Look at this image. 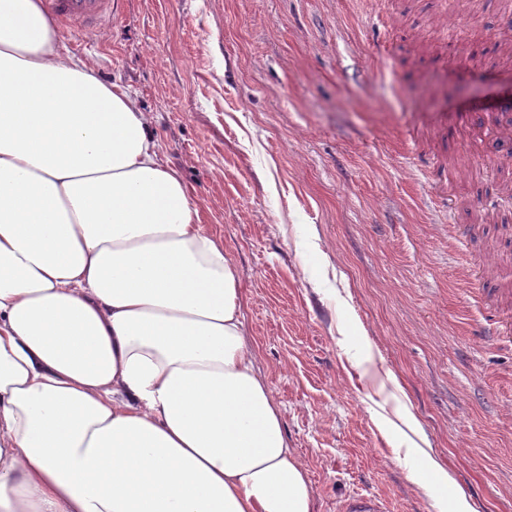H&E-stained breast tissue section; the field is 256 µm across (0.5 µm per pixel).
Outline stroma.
Masks as SVG:
<instances>
[{
  "instance_id": "1",
  "label": "stroma",
  "mask_w": 512,
  "mask_h": 512,
  "mask_svg": "<svg viewBox=\"0 0 512 512\" xmlns=\"http://www.w3.org/2000/svg\"><path fill=\"white\" fill-rule=\"evenodd\" d=\"M63 51L154 117L222 239L314 512H432L406 406L475 512H512V0H122ZM483 57L472 54V45ZM341 512H387L386 502L379 496L369 494H357L346 499L341 507Z\"/></svg>"
}]
</instances>
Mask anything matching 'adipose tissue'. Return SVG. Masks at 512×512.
Returning a JSON list of instances; mask_svg holds the SVG:
<instances>
[{"mask_svg":"<svg viewBox=\"0 0 512 512\" xmlns=\"http://www.w3.org/2000/svg\"><path fill=\"white\" fill-rule=\"evenodd\" d=\"M153 123L0 0V512H313Z\"/></svg>","mask_w":512,"mask_h":512,"instance_id":"ef3b65f1","label":"adipose tissue"}]
</instances>
